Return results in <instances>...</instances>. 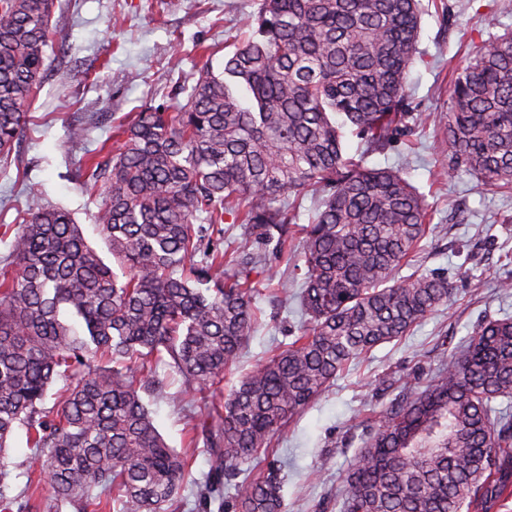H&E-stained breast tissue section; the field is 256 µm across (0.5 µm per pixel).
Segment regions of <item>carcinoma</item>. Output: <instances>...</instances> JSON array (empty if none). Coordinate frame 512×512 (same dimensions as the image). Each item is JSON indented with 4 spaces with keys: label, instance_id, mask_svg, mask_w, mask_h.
Returning <instances> with one entry per match:
<instances>
[{
    "label": "carcinoma",
    "instance_id": "obj_1",
    "mask_svg": "<svg viewBox=\"0 0 512 512\" xmlns=\"http://www.w3.org/2000/svg\"><path fill=\"white\" fill-rule=\"evenodd\" d=\"M55 0H0V163L39 88L47 50L69 39ZM422 0H263L222 72L206 60L185 102L148 107L120 146L85 161L103 195L107 265L81 225L33 197L0 265V512H179L189 460L170 447L141 393L164 361L220 395L197 425L217 466L199 503L234 484L232 512H286L280 467L240 468L350 363L407 335L452 282L399 275L427 236L424 196L365 155L429 116L407 111ZM439 115L448 155L480 185L512 193V31L472 43ZM364 145L347 154V133ZM321 195L288 243L304 193ZM231 217L297 253L305 324L223 392L259 324L262 258L241 237L205 243ZM202 218L203 223L194 220ZM202 254L200 263L194 262ZM232 274L224 277V268ZM63 394L45 406L49 387ZM512 318L483 321L464 349L381 414L347 477L342 512H491L512 496ZM50 504L12 494L3 453L17 432Z\"/></svg>",
    "mask_w": 512,
    "mask_h": 512
}]
</instances>
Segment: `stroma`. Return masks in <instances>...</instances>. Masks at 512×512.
<instances>
[{
  "mask_svg": "<svg viewBox=\"0 0 512 512\" xmlns=\"http://www.w3.org/2000/svg\"><path fill=\"white\" fill-rule=\"evenodd\" d=\"M262 0H56L53 20L69 31L67 46L49 53L40 88L26 108L25 124L11 164L0 169V225L14 223L26 209L30 191L43 202L71 212L88 243L104 261L109 244L97 230L102 198L87 191L83 162L100 144L111 142L115 121L151 105L175 107L179 82L202 67L203 47L215 50L221 67L239 28ZM419 60L409 76L408 111L437 116L453 94L451 58L470 49L473 30L496 36L512 30V0H423ZM87 128L72 144L70 127ZM371 168H398L424 194L429 233L403 274L420 268L448 276L450 301L421 320L401 339L375 347L350 364L275 441L283 464L287 512H340L346 475L362 441L390 402L408 385H420L437 372L443 353L460 348L487 319L512 317V194L477 181L448 157L442 130L427 124L399 133L382 150L368 154ZM255 249L264 272L256 296L262 325L251 336L236 366L224 375L225 388L264 361L271 349L297 335L301 314L280 287L296 291L293 264L265 239ZM158 365L155 385L143 401L166 442L191 451V476L181 491V512H200V483L215 465L203 447L188 448L186 422L206 418L194 388L169 381Z\"/></svg>",
  "mask_w": 512,
  "mask_h": 512,
  "instance_id": "obj_1",
  "label": "stroma"
}]
</instances>
